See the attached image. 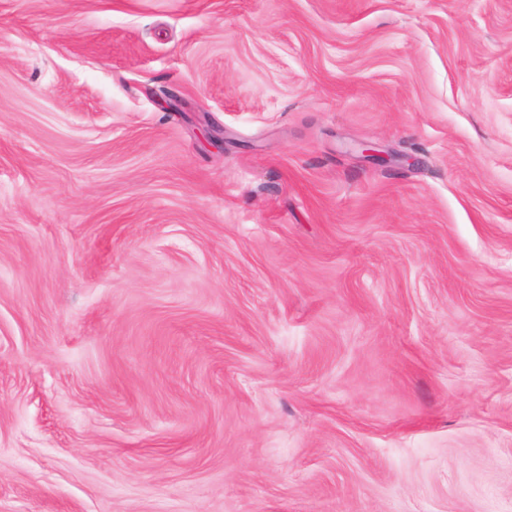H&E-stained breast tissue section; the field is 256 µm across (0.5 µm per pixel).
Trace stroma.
Returning a JSON list of instances; mask_svg holds the SVG:
<instances>
[{"instance_id": "obj_1", "label": "stroma", "mask_w": 512, "mask_h": 512, "mask_svg": "<svg viewBox=\"0 0 512 512\" xmlns=\"http://www.w3.org/2000/svg\"><path fill=\"white\" fill-rule=\"evenodd\" d=\"M0 512H512V0H0Z\"/></svg>"}]
</instances>
